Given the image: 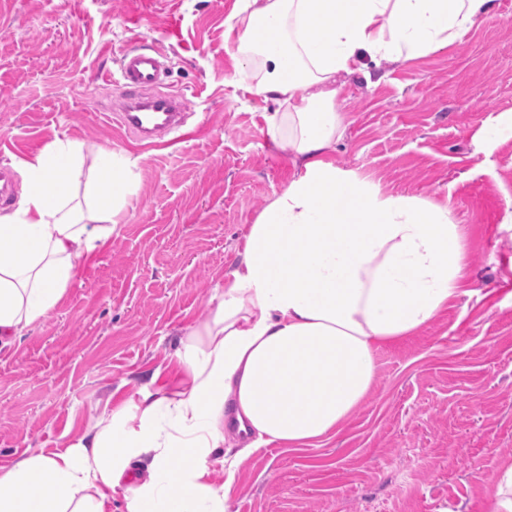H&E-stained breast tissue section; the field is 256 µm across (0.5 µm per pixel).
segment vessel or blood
<instances>
[{
    "label": "vessel or blood",
    "mask_w": 512,
    "mask_h": 512,
    "mask_svg": "<svg viewBox=\"0 0 512 512\" xmlns=\"http://www.w3.org/2000/svg\"><path fill=\"white\" fill-rule=\"evenodd\" d=\"M163 66L151 53L126 51L119 60L117 84L123 87V105L116 122L138 141L155 143L157 138L180 130L185 106L180 96L157 95L144 98L145 89L158 84Z\"/></svg>",
    "instance_id": "obj_1"
}]
</instances>
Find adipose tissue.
<instances>
[{
  "label": "adipose tissue",
  "instance_id": "obj_1",
  "mask_svg": "<svg viewBox=\"0 0 512 512\" xmlns=\"http://www.w3.org/2000/svg\"><path fill=\"white\" fill-rule=\"evenodd\" d=\"M493 0H244L224 42L243 94L275 104L272 145L298 174L245 237L208 318L188 327L178 390L101 418L64 452L0 473V512H230L209 459L312 446L370 391L375 354L417 333L462 293L465 243L447 202L381 193L328 153L346 132L338 78L363 58L408 62L491 18ZM140 158L85 159L55 140L17 162L20 198L0 211V344L44 321L79 262L116 230ZM150 456L138 469L141 456Z\"/></svg>",
  "mask_w": 512,
  "mask_h": 512
}]
</instances>
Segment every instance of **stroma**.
Listing matches in <instances>:
<instances>
[{
    "mask_svg": "<svg viewBox=\"0 0 512 512\" xmlns=\"http://www.w3.org/2000/svg\"><path fill=\"white\" fill-rule=\"evenodd\" d=\"M238 0H0V167L53 140L141 156L136 193L50 316L0 348V471L66 450L102 414L177 389L175 357L204 321L249 227L295 174L272 147L273 104L224 78ZM145 48L184 93L190 137L114 135L104 79ZM336 100L347 129L331 159L385 193L447 201L461 225L468 294L381 347L364 402L318 447L261 446L236 465L231 512H487L512 458V140L479 153L512 109V0L455 43L367 63ZM506 139H512V110L501 112L485 121L475 134L473 142L476 150L480 152Z\"/></svg>",
    "mask_w": 512,
    "mask_h": 512,
    "instance_id": "obj_1",
    "label": "stroma"
}]
</instances>
